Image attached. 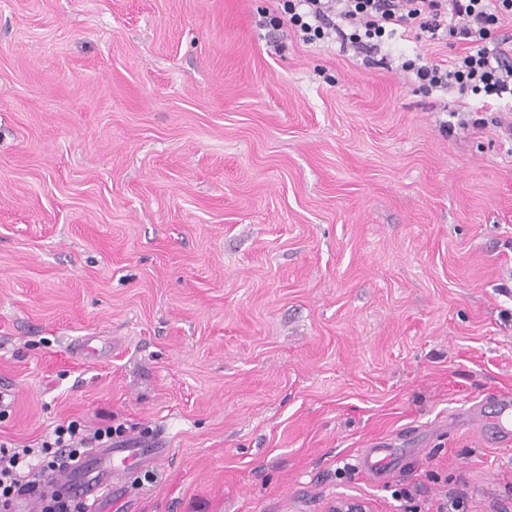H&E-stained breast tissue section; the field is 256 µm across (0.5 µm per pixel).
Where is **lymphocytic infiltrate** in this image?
<instances>
[{"mask_svg": "<svg viewBox=\"0 0 512 512\" xmlns=\"http://www.w3.org/2000/svg\"><path fill=\"white\" fill-rule=\"evenodd\" d=\"M281 15L302 42L333 35L369 57L381 53L401 29L453 41L462 47L453 58L422 64L407 59L402 69L413 72L423 87L454 88L512 106V45L493 36L503 17L512 16V0H281ZM124 434L119 426L89 430L64 420L40 448L1 442L0 512H16L38 480L62 474Z\"/></svg>", "mask_w": 512, "mask_h": 512, "instance_id": "f902f5d3", "label": "lymphocytic infiltrate"}]
</instances>
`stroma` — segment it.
I'll list each match as a JSON object with an SVG mask.
<instances>
[{"mask_svg": "<svg viewBox=\"0 0 512 512\" xmlns=\"http://www.w3.org/2000/svg\"><path fill=\"white\" fill-rule=\"evenodd\" d=\"M271 4L0 0V441L165 440L99 512H512V108ZM499 405L497 415L494 419V427L500 438L505 442L511 443L512 437V399L498 398L495 399ZM360 459L366 470L379 475L387 473L393 461L388 448L381 447L365 448L360 454Z\"/></svg>", "mask_w": 512, "mask_h": 512, "instance_id": "35a3bbf8", "label": "stroma"}]
</instances>
